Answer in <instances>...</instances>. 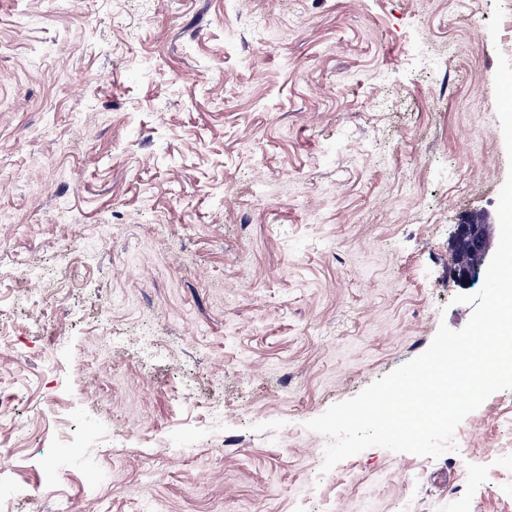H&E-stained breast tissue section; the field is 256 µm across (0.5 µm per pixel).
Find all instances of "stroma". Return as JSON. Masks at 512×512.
<instances>
[{
    "label": "stroma",
    "instance_id": "obj_1",
    "mask_svg": "<svg viewBox=\"0 0 512 512\" xmlns=\"http://www.w3.org/2000/svg\"><path fill=\"white\" fill-rule=\"evenodd\" d=\"M470 2L0 0V484L76 512H512L484 466L512 391L437 458L324 474L306 427L472 316L452 240L512 173V0Z\"/></svg>",
    "mask_w": 512,
    "mask_h": 512
}]
</instances>
